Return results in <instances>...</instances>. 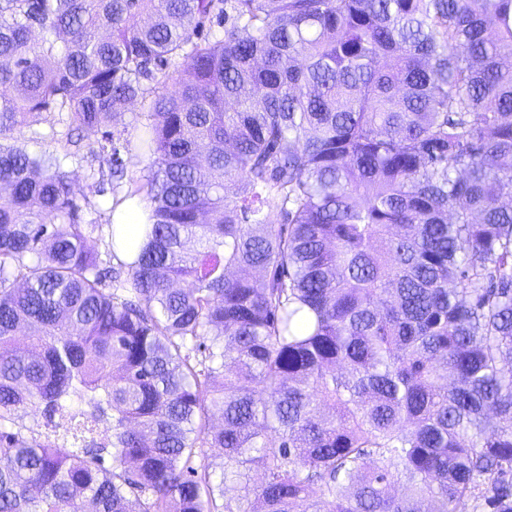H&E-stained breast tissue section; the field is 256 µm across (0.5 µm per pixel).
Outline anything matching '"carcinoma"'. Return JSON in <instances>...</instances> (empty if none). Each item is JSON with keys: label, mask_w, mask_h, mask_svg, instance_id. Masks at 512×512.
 I'll use <instances>...</instances> for the list:
<instances>
[{"label": "carcinoma", "mask_w": 512, "mask_h": 512, "mask_svg": "<svg viewBox=\"0 0 512 512\" xmlns=\"http://www.w3.org/2000/svg\"><path fill=\"white\" fill-rule=\"evenodd\" d=\"M505 197L512 0H0V512H512ZM150 100V97H147L146 100H138L137 102L131 104L126 110V112L138 113V123L132 121L133 123L131 125H127L128 127L125 129V131H123L124 128H122V126L115 128L116 134L121 132V136L123 138L122 140L130 141L128 149H123L121 151L120 157L123 161V165L126 169L128 177H133L135 179L143 178L148 174L147 166L149 165V159L147 155L144 154L136 146V139L138 134V126L146 122L147 112H150ZM5 144L23 146L31 154L51 153L57 149V144L49 138L31 139L27 129H24L17 139L5 141ZM99 137L100 135H86L83 154L76 159H67L65 169L70 172L74 195L83 208L86 219L98 218L99 222L104 224L108 217L109 205L105 198L96 196L94 191L98 178L97 172L101 169L108 170L110 156L99 152L97 144ZM93 173L96 174L95 177ZM148 208L144 201L135 197L117 208L112 215V223L115 228L114 250L123 259L130 260L132 252L130 245L139 243L145 235V226Z\"/></svg>", "instance_id": "1"}]
</instances>
